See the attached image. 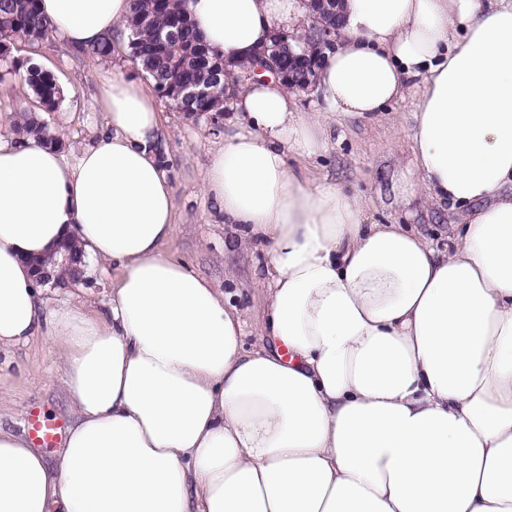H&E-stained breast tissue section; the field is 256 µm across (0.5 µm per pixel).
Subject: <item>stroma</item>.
Returning <instances> with one entry per match:
<instances>
[{"label":"stroma","mask_w":512,"mask_h":512,"mask_svg":"<svg viewBox=\"0 0 512 512\" xmlns=\"http://www.w3.org/2000/svg\"><path fill=\"white\" fill-rule=\"evenodd\" d=\"M13 57L38 66L66 85L56 111H42L23 74L0 80V129L9 130L21 114L41 118L50 132L59 136L66 155L87 144L105 123L103 89L108 81L124 78L145 82L146 77L131 58L126 43H119L110 57L90 58L78 53L60 35L45 39L38 51L18 40ZM416 95L392 104L374 117L339 118L330 122L323 149L306 160L290 158L294 168L314 177H325L358 196L365 204V217L381 224L413 225L429 239L446 244L459 220L448 204H437L418 195L411 206L397 198L402 180L414 179L412 143ZM164 129L162 149L168 157V172L175 205V233L164 251L215 287L230 293L245 322L246 341L255 343V327L266 306L263 255L240 243L233 225L223 223L214 201L202 191V178L211 152L224 141V125L235 118L233 104H226L224 118L214 122L188 119L165 98H157ZM62 350L42 337L0 353V402L25 407V417L0 419L14 430L27 429L29 413L47 421L69 422L67 394L57 367Z\"/></svg>","instance_id":"1"}]
</instances>
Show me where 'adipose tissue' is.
<instances>
[{"mask_svg":"<svg viewBox=\"0 0 512 512\" xmlns=\"http://www.w3.org/2000/svg\"><path fill=\"white\" fill-rule=\"evenodd\" d=\"M229 62L306 0H187ZM73 47L125 37L131 0H40ZM318 112L263 77L202 181L266 244L253 346L223 291L163 250L174 202L151 91L105 90V128L68 161L0 135V353L61 345L71 423L55 464L0 426V512H512V0H343ZM420 85L429 196L464 210L446 248L296 173L338 116ZM77 242L117 279L105 310L51 295L26 261Z\"/></svg>","mask_w":512,"mask_h":512,"instance_id":"1","label":"adipose tissue"}]
</instances>
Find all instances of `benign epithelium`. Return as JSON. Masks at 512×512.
Returning a JSON list of instances; mask_svg holds the SVG:
<instances>
[{"mask_svg":"<svg viewBox=\"0 0 512 512\" xmlns=\"http://www.w3.org/2000/svg\"><path fill=\"white\" fill-rule=\"evenodd\" d=\"M341 0H310V16L306 34L312 37L321 48L334 45L336 31L339 24L338 3ZM323 55L313 53L309 45L298 40L291 43L284 39L283 32L276 30L273 33L272 44L257 51L252 58L249 69L244 77H256L265 72L275 79L292 86L294 89L306 90L315 84L317 69L322 63ZM212 92L209 85L192 83L182 86L175 98L193 100L207 96ZM62 261L48 259L33 260L31 267L37 273L38 279L48 281L54 278V266L61 264L67 267L71 274H79V267L74 260V249L62 245Z\"/></svg>","mask_w":512,"mask_h":512,"instance_id":"benign-epithelium-1","label":"benign epithelium"}]
</instances>
